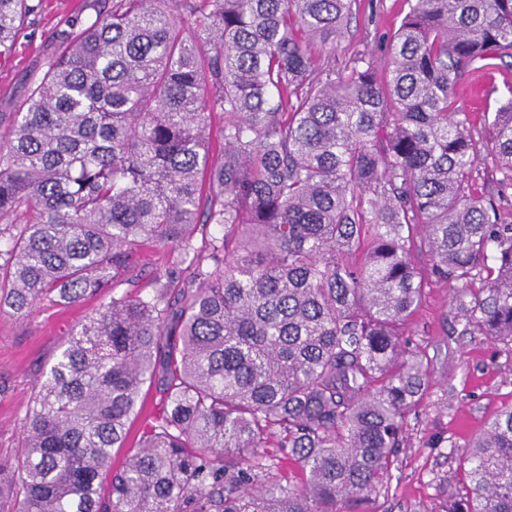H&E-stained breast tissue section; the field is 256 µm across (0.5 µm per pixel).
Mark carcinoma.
<instances>
[{"label": "carcinoma", "mask_w": 512, "mask_h": 512, "mask_svg": "<svg viewBox=\"0 0 512 512\" xmlns=\"http://www.w3.org/2000/svg\"><path fill=\"white\" fill-rule=\"evenodd\" d=\"M405 2L383 77L363 54L319 67L352 0H112L58 31L0 113V312L103 300L38 382L11 512H365L430 386L402 341L427 280L512 345V205L478 184L491 165L512 188V90L480 125L455 98L512 58V0ZM37 9L0 0V58ZM145 241L193 278L106 295ZM458 460L446 512H512V404Z\"/></svg>", "instance_id": "1"}]
</instances>
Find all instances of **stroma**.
Returning a JSON list of instances; mask_svg holds the SVG:
<instances>
[{
  "mask_svg": "<svg viewBox=\"0 0 512 512\" xmlns=\"http://www.w3.org/2000/svg\"><path fill=\"white\" fill-rule=\"evenodd\" d=\"M105 0H41V7L20 31L14 53L0 60V112H10L30 77L42 70L64 22H82ZM406 9L404 0H355L344 36L318 44L319 64H343L361 52L384 67L386 41ZM181 286L190 278L187 265L169 250L145 245L133 250L123 290L149 289L155 276ZM465 297L456 283L430 282L425 298L405 326L410 350L427 354L432 382L407 418V442L391 466V485L369 512H443L460 487L455 446L479 433L495 413L512 403V348L476 330L456 327ZM98 304L87 299L68 307L43 301L32 314L0 315V470L10 471L21 451L20 423L37 391L36 382L64 348L73 327Z\"/></svg>",
  "mask_w": 512,
  "mask_h": 512,
  "instance_id": "obj_1",
  "label": "stroma"
}]
</instances>
